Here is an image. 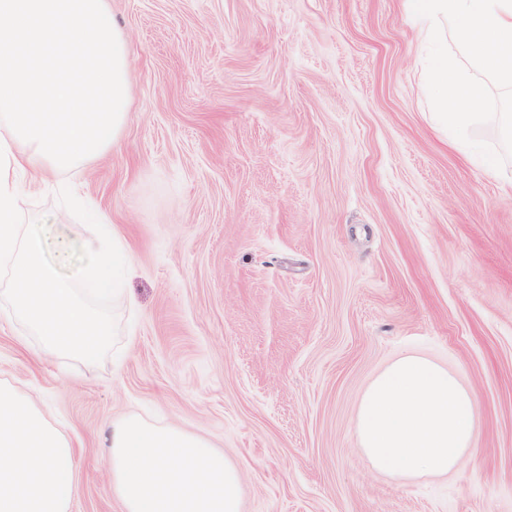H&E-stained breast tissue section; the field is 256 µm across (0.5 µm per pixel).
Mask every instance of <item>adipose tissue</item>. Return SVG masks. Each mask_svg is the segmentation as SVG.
<instances>
[{
    "mask_svg": "<svg viewBox=\"0 0 512 512\" xmlns=\"http://www.w3.org/2000/svg\"><path fill=\"white\" fill-rule=\"evenodd\" d=\"M72 441L37 394L0 381V512H71Z\"/></svg>",
    "mask_w": 512,
    "mask_h": 512,
    "instance_id": "obj_1",
    "label": "adipose tissue"
}]
</instances>
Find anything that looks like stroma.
I'll list each match as a JSON object with an SVG mask.
<instances>
[{"instance_id": "1", "label": "stroma", "mask_w": 512, "mask_h": 512, "mask_svg": "<svg viewBox=\"0 0 512 512\" xmlns=\"http://www.w3.org/2000/svg\"><path fill=\"white\" fill-rule=\"evenodd\" d=\"M131 107L105 154L26 187L54 262L92 229L129 247L116 351L37 360L0 321V380L68 429L72 512H121L113 422L205 437L243 512H512V194L454 146L423 90L409 0H111ZM407 353L473 391L474 455L445 476L376 470L360 397Z\"/></svg>"}]
</instances>
